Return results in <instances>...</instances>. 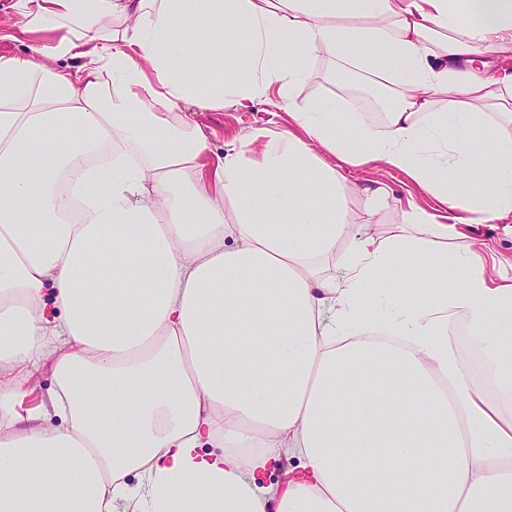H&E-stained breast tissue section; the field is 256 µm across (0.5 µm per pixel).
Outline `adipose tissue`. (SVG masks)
<instances>
[{"label":"adipose tissue","mask_w":512,"mask_h":512,"mask_svg":"<svg viewBox=\"0 0 512 512\" xmlns=\"http://www.w3.org/2000/svg\"><path fill=\"white\" fill-rule=\"evenodd\" d=\"M13 7L0 512H512V275L468 235L512 237V69L472 66L512 49V0ZM348 44L391 87L381 127L295 95ZM273 96L294 130L224 152L193 119ZM373 162L445 216L353 234L341 168ZM414 260L432 276L407 288ZM284 456L302 475L259 486Z\"/></svg>","instance_id":"adipose-tissue-1"}]
</instances>
